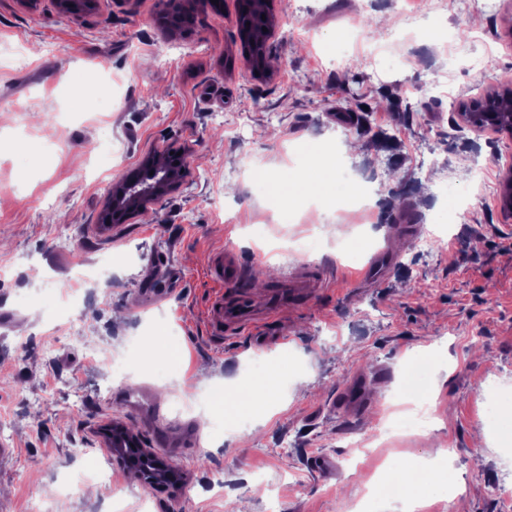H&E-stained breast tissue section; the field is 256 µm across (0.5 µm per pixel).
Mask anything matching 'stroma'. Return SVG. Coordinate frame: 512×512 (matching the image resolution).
Instances as JSON below:
<instances>
[{
    "instance_id": "stroma-1",
    "label": "stroma",
    "mask_w": 512,
    "mask_h": 512,
    "mask_svg": "<svg viewBox=\"0 0 512 512\" xmlns=\"http://www.w3.org/2000/svg\"><path fill=\"white\" fill-rule=\"evenodd\" d=\"M491 13L471 0H276L269 74L242 54L236 0L216 13L185 5L194 23L161 28L159 0H97L78 15L56 0H0V512H268L253 480L277 482V512H352L364 480L386 462L420 463L453 451L462 498L439 492L425 512H512V455L478 442L494 389H512V219L496 191L512 136L464 126L459 107L512 76V0ZM429 13L405 31L402 9ZM452 68L453 99L432 84ZM260 100L262 110L251 106ZM360 146L336 155L335 182L303 191L298 146ZM184 149L179 188L124 224L100 215L125 168L151 152ZM291 198L272 201L268 182ZM323 208V224L309 215ZM440 232L420 253L426 228ZM365 234L373 252L327 258L324 238ZM230 250L243 289L264 317L214 336L207 307L212 256ZM384 254L374 280L357 278ZM169 263L173 291L158 278ZM322 273L301 306L269 310L288 268ZM144 341L145 369L116 377L101 354ZM287 356L275 398L232 405L253 365ZM434 417L402 425L409 360ZM361 374L369 398L349 420L339 394ZM144 386L170 419L198 421L201 442L176 461L174 488L144 485L110 455L102 431L119 422L152 446L150 425L114 403ZM242 421L224 429V413ZM400 440L378 445L382 421ZM353 428L365 449H347ZM82 456H74V448ZM110 479L84 493L90 463ZM330 460L331 471L314 466ZM223 493L208 491L213 472Z\"/></svg>"
}]
</instances>
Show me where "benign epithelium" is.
<instances>
[{"label": "benign epithelium", "instance_id": "1", "mask_svg": "<svg viewBox=\"0 0 512 512\" xmlns=\"http://www.w3.org/2000/svg\"><path fill=\"white\" fill-rule=\"evenodd\" d=\"M459 117L471 128L506 132L512 136V87L507 85L486 94L479 101L462 105ZM189 166L188 155L181 152L178 166L155 173V183L141 186L135 182L122 180L112 189L106 207L112 211H127L126 218H133L155 203L158 199L175 191ZM500 210L512 218V168H508L502 180ZM106 443L127 467L148 486L178 485L182 474L166 461L147 452L139 440L119 424L104 431Z\"/></svg>", "mask_w": 512, "mask_h": 512}]
</instances>
